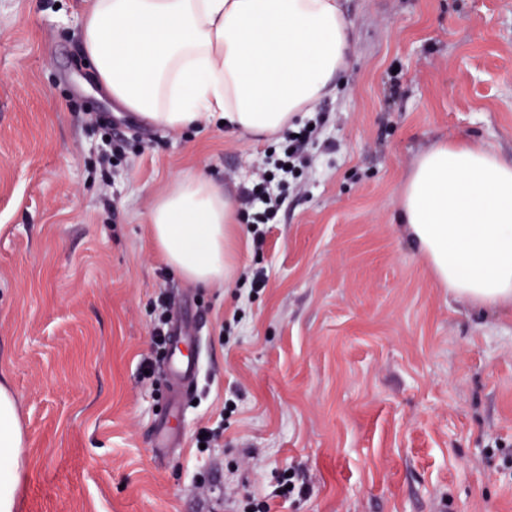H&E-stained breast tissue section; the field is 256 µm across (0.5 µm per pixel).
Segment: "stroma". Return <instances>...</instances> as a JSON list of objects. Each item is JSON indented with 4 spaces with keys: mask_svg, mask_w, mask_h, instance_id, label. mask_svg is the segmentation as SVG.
<instances>
[{
    "mask_svg": "<svg viewBox=\"0 0 512 512\" xmlns=\"http://www.w3.org/2000/svg\"><path fill=\"white\" fill-rule=\"evenodd\" d=\"M82 0H0V381L23 433L16 512H512V306L437 287L393 220L436 141L512 156V0H345L354 54L311 167L241 272L199 288L145 222L175 175L233 193L270 146L116 108ZM125 152L100 165L110 138ZM202 359L181 443L152 357L159 293ZM218 431L200 450L196 433ZM299 474L283 495V476Z\"/></svg>",
    "mask_w": 512,
    "mask_h": 512,
    "instance_id": "1",
    "label": "stroma"
}]
</instances>
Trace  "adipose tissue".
Here are the masks:
<instances>
[{
  "label": "adipose tissue",
  "mask_w": 512,
  "mask_h": 512,
  "mask_svg": "<svg viewBox=\"0 0 512 512\" xmlns=\"http://www.w3.org/2000/svg\"><path fill=\"white\" fill-rule=\"evenodd\" d=\"M352 26L340 0H87L81 42L121 110L170 130L220 122L233 136L272 139L335 92ZM396 220L436 284L476 308L512 303V158L435 143L399 185ZM146 222L188 283L232 277L239 205L206 173L169 181ZM22 446L16 402L0 384V512H15Z\"/></svg>",
  "instance_id": "ef3b65f1"
}]
</instances>
